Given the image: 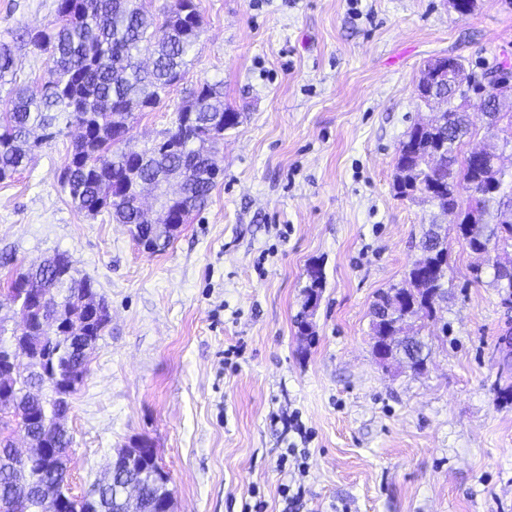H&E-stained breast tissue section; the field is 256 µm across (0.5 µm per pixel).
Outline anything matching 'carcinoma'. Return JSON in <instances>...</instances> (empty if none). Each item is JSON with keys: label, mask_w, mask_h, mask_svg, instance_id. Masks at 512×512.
<instances>
[{"label": "carcinoma", "mask_w": 512, "mask_h": 512, "mask_svg": "<svg viewBox=\"0 0 512 512\" xmlns=\"http://www.w3.org/2000/svg\"><path fill=\"white\" fill-rule=\"evenodd\" d=\"M198 16L195 0H173L162 18L150 15L143 0H57L52 23L27 32L30 40L45 52L55 79L39 94L22 87L9 92L5 109L0 112V180L13 176L29 160L33 150L56 139L63 128L84 127L86 134L73 142L62 175L75 207L91 216L107 213L116 224H138L140 215L135 194L121 192V182L133 186V180L152 181L159 173L190 172L182 196L175 204L184 220L207 204L216 182L208 177L214 167H222L218 144L224 128L211 131L184 125L186 113H198L206 123L219 113L229 112L223 94L209 84L181 107L176 126L161 138L139 148L136 155L127 140L115 138V124L128 125L134 112L153 109L177 79L183 77L186 58L195 49L199 37L191 30V18ZM444 122L433 128L413 127L398 150V174L395 188L401 197L422 194L417 176L426 171L425 157L439 151L450 165L435 179V188L427 200L440 209H457L462 194L472 201L464 217L474 222L463 229L462 238L476 252L512 243V208L497 193L486 192L490 171L475 168L461 156L463 140L451 133L464 124V115L448 104ZM178 226H151L147 248H165ZM427 265L437 271L419 278L418 270L407 273L409 297L415 309L406 311L409 319L397 328L412 326V321L433 317L430 297L445 296L447 268L436 255L427 257ZM26 276L33 288L51 294L49 309L26 314L24 326L30 336L31 350L45 358L43 368L53 367L77 372L73 343L46 336L41 322L51 314L68 316L86 296L95 297L93 282L79 275L75 265L62 261L56 253L32 262ZM67 392L47 387L34 373L21 378L14 415L31 417L29 434L37 447L48 442L55 455L48 465L43 455L22 461L0 439V508L4 512H49L43 487L60 486L66 477L68 448L72 438L64 426L69 410ZM136 480L143 495L136 504L139 512H161L171 494L168 483L144 472H110L96 485L94 496L75 497L69 512H124L119 491Z\"/></svg>", "instance_id": "1"}]
</instances>
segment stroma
<instances>
[{"label": "stroma", "mask_w": 512, "mask_h": 512, "mask_svg": "<svg viewBox=\"0 0 512 512\" xmlns=\"http://www.w3.org/2000/svg\"><path fill=\"white\" fill-rule=\"evenodd\" d=\"M201 37L183 80L140 115L134 146L170 129L190 91L220 87L241 122L224 177L161 252L128 225L77 210L60 172L65 130L0 181V320L21 265L69 254L112 320L71 397L68 486L90 491L117 449L144 439L170 475L173 512H512V310L455 230L456 215L396 196L398 149L432 110L424 63L512 69V0H196ZM55 0H0L17 86L51 73L23 34ZM462 150L512 163V117L470 110ZM437 224L448 297L419 331L427 367L380 365L372 305L403 282ZM326 275L305 308L307 270ZM306 317L308 331L297 320Z\"/></svg>", "instance_id": "35a3bbf8"}]
</instances>
